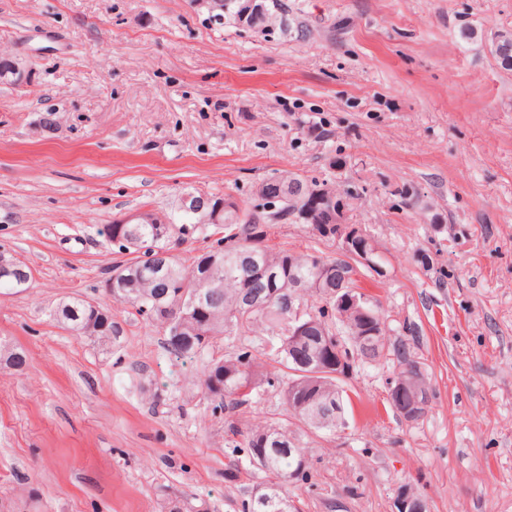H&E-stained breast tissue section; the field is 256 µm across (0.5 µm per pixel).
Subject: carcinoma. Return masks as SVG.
<instances>
[{
  "label": "carcinoma",
  "mask_w": 512,
  "mask_h": 512,
  "mask_svg": "<svg viewBox=\"0 0 512 512\" xmlns=\"http://www.w3.org/2000/svg\"><path fill=\"white\" fill-rule=\"evenodd\" d=\"M241 5L242 0H213L211 18L221 25H238ZM494 52L501 66L512 70V36H501ZM309 186L323 191L333 203L351 195L316 179L273 173L252 192L254 197H263L268 207L260 213L254 211L253 201L242 206L190 186L184 192L204 197V212L199 216L182 210L177 216L145 212L141 218L115 222L104 229L120 250L138 254L112 267V298L130 304L163 332L170 352L199 357L203 362L202 389L213 403L212 411L230 417L224 447L231 449L232 459L226 477L238 479L239 462L246 459L251 467L276 479L277 488L265 491L272 501H262L253 493L241 501L240 512H286L289 497L283 488L311 480L313 458L305 438L344 429L350 401L344 389L346 380L336 377V359H343V367L351 373L389 355L399 364L415 362L408 344L391 343L384 316L372 297L367 300L379 335L371 347L351 339L361 327L360 319L352 313L336 316V289L360 288V277L373 268L351 257L338 268L337 257L264 245L267 226L298 223V199L301 190ZM219 225L224 226V237L190 265L172 253V247L187 237ZM245 253L251 254V262L244 261ZM321 271L326 277L318 287L316 278ZM28 279L30 273L21 265L1 272L0 294ZM290 304L303 306L305 319L313 325L309 336L288 349ZM199 307L203 311H197ZM52 315L65 328L106 349L121 333L103 308L95 312L84 299L62 302ZM257 333L275 336L283 346L277 353L279 368L275 372H262L257 350L248 345L217 358L208 355L225 337ZM260 390L279 392L284 413L242 429L231 417L246 414Z\"/></svg>",
  "instance_id": "1"
}]
</instances>
